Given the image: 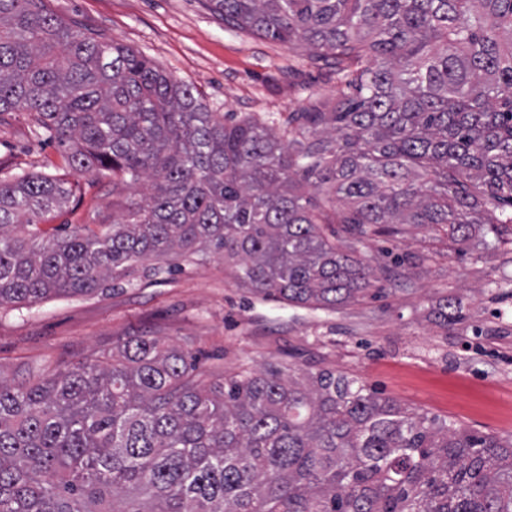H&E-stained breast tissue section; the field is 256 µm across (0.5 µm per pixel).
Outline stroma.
I'll use <instances>...</instances> for the list:
<instances>
[{"label":"stroma","mask_w":512,"mask_h":512,"mask_svg":"<svg viewBox=\"0 0 512 512\" xmlns=\"http://www.w3.org/2000/svg\"><path fill=\"white\" fill-rule=\"evenodd\" d=\"M48 9L105 31L174 79L195 87L210 111L254 116L280 128L310 94L336 93L332 63L313 66L305 46L288 47L225 26L204 0H46ZM21 174L76 182L42 229L108 224L123 210L112 184L79 175L65 150L29 114L0 115V179ZM384 277L381 297L313 309L255 299L215 256L156 281L137 269L130 282L90 295L0 308V376L9 380L100 359L141 334L197 353L215 374L246 363L328 369L357 378L403 407L482 434L512 437V244L472 240L448 253L422 227L365 242ZM451 300L447 322L436 312Z\"/></svg>","instance_id":"stroma-1"}]
</instances>
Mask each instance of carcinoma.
<instances>
[{"mask_svg": "<svg viewBox=\"0 0 512 512\" xmlns=\"http://www.w3.org/2000/svg\"><path fill=\"white\" fill-rule=\"evenodd\" d=\"M205 5L332 59L336 97L309 95L280 131L226 123L133 47L0 0V114L31 113L74 172L111 173L125 211L45 237L72 183L0 180V307L216 254L257 297L334 309L381 292L363 250L380 224L450 252L478 224L512 234V0ZM0 512H512V440L327 369L213 382L192 352L133 335L101 362L0 378Z\"/></svg>", "mask_w": 512, "mask_h": 512, "instance_id": "obj_1", "label": "carcinoma"}]
</instances>
